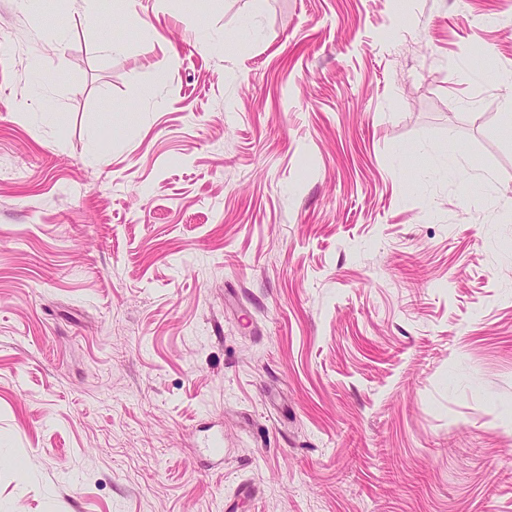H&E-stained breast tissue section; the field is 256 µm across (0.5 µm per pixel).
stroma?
Masks as SVG:
<instances>
[{
	"mask_svg": "<svg viewBox=\"0 0 512 512\" xmlns=\"http://www.w3.org/2000/svg\"><path fill=\"white\" fill-rule=\"evenodd\" d=\"M402 2L0 0V512H512V0Z\"/></svg>",
	"mask_w": 512,
	"mask_h": 512,
	"instance_id": "obj_1",
	"label": "stroma"
}]
</instances>
